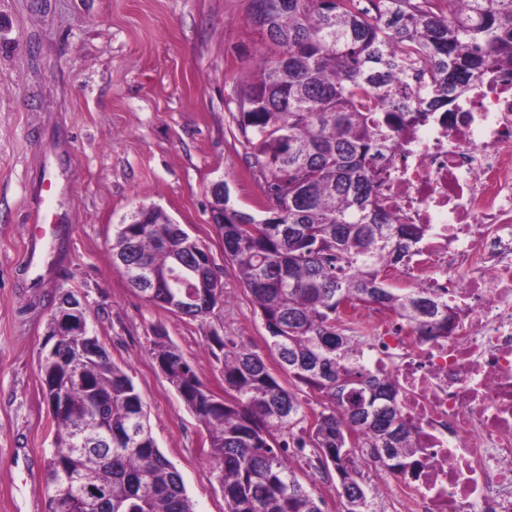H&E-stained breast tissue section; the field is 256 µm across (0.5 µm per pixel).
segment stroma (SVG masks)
<instances>
[{
    "instance_id": "35a3bbf8",
    "label": "stroma",
    "mask_w": 512,
    "mask_h": 512,
    "mask_svg": "<svg viewBox=\"0 0 512 512\" xmlns=\"http://www.w3.org/2000/svg\"><path fill=\"white\" fill-rule=\"evenodd\" d=\"M249 0H0V512H47L45 458L55 422L39 370L59 290L132 379L159 449L196 512H224L207 432L153 359L166 336L216 395L212 334L263 345V322L210 218V188L258 212L231 113L261 36ZM71 233L41 287L20 264L31 216ZM157 205L221 262L223 307L196 319L146 301L112 257L119 224Z\"/></svg>"
}]
</instances>
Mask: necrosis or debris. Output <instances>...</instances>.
<instances>
[{
  "mask_svg": "<svg viewBox=\"0 0 512 512\" xmlns=\"http://www.w3.org/2000/svg\"><path fill=\"white\" fill-rule=\"evenodd\" d=\"M379 172L386 206L427 227L403 283L454 312L428 341L362 315L376 333L365 362L397 382L417 447L414 475L383 489L397 512H512V67L405 115Z\"/></svg>",
  "mask_w": 512,
  "mask_h": 512,
  "instance_id": "4bbe7bcc",
  "label": "necrosis or debris"
}]
</instances>
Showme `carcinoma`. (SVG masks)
Returning a JSON list of instances; mask_svg holds the SVG:
<instances>
[{
    "label": "carcinoma",
    "mask_w": 512,
    "mask_h": 512,
    "mask_svg": "<svg viewBox=\"0 0 512 512\" xmlns=\"http://www.w3.org/2000/svg\"><path fill=\"white\" fill-rule=\"evenodd\" d=\"M264 52L236 99L233 120L248 168L266 201L257 217L230 205L216 225L268 336H210L225 397L215 396L163 336L151 355L208 433L225 512H322L286 455L314 448L334 467L343 512H375L363 463L405 473L415 448L400 389L360 354L372 337L352 312H389L421 339L448 331V301L420 288H394L384 272L403 264L425 227L401 224L382 203L378 164L400 112H430L465 93L491 65L512 66V0H249ZM382 103L362 110L365 95ZM162 224H121L112 253L130 286L156 306L174 290L224 303L222 268L202 266L197 241ZM166 269L173 288L153 286ZM80 355L66 336L40 360L43 391L64 392L46 458L48 512H194L181 474L160 451L145 403L93 332ZM293 382L317 391L307 420Z\"/></svg>",
    "instance_id": "1"
}]
</instances>
